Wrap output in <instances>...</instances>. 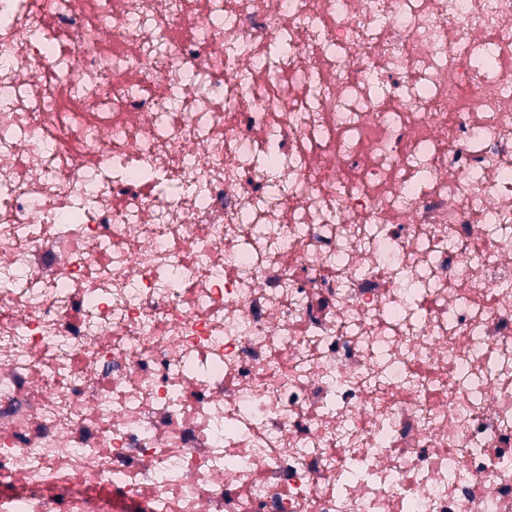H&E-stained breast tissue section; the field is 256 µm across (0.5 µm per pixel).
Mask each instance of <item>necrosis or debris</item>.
Segmentation results:
<instances>
[{
	"mask_svg": "<svg viewBox=\"0 0 512 512\" xmlns=\"http://www.w3.org/2000/svg\"><path fill=\"white\" fill-rule=\"evenodd\" d=\"M0 512H512V0H0Z\"/></svg>",
	"mask_w": 512,
	"mask_h": 512,
	"instance_id": "4bbe7bcc",
	"label": "necrosis or debris"
}]
</instances>
